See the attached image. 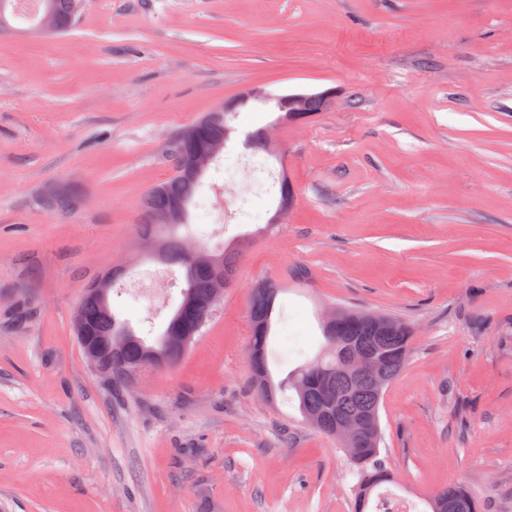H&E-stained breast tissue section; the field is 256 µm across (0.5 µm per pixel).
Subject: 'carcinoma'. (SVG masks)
<instances>
[{
	"instance_id": "obj_1",
	"label": "carcinoma",
	"mask_w": 512,
	"mask_h": 512,
	"mask_svg": "<svg viewBox=\"0 0 512 512\" xmlns=\"http://www.w3.org/2000/svg\"><path fill=\"white\" fill-rule=\"evenodd\" d=\"M60 22V32L70 31L79 16L81 0H51ZM330 101L324 100L322 94H305L303 98L288 102L289 120H302L326 111ZM230 113L222 109H213L187 130L176 134L172 147L173 174L155 184L148 191L140 220V233L144 237L158 241V256L154 260L178 265L184 270L185 287L181 302L167 322L166 328L175 332L195 329L193 336L201 334L209 318L203 317L207 305L212 281L217 276L224 277V284L230 285L235 277L238 251L226 248L218 253L217 265L196 266L185 252V237L178 234V229L188 224L183 219L179 224L152 223V216L165 209L173 200L183 203L184 209L200 206L196 196L206 172L187 175L179 166V160L197 151L208 143L216 142L226 145L234 129L229 125ZM42 204L62 213L73 207L71 197L61 192L46 195ZM269 288L268 297L254 300L251 303L250 322L255 329L250 335L249 346L259 352L256 362L251 365V376L259 372L272 377L269 367V337L273 325L276 299L281 292L274 281L266 282ZM85 320L101 335L120 336L131 334L133 340L112 351V380L122 381L121 368L129 366L143 356L148 344L133 330L122 323L110 304L100 307L88 304L84 308ZM392 327L382 328L372 319L371 315L352 311L342 317L334 331L329 332L321 326L324 337L322 352L312 360L295 367L288 376L275 383L270 382V392L266 399L276 400L277 394L294 391L298 410L304 418L316 416L319 423L315 428L328 436L336 437V418L371 411L374 417V432L367 442H357L344 451L359 477L355 494L354 512H377L370 507L371 499L381 485L391 481L392 475L380 456L381 426L379 408L384 389L376 388L369 379L363 378L352 384L341 372L340 363L342 350L349 345H360L369 353L381 360L384 374L388 380L395 379L402 371L414 342V330L410 324L397 318H390ZM457 505L463 512H484L485 505L481 498L475 496L461 484H450L444 490L434 494L427 501L426 512H448V506Z\"/></svg>"
}]
</instances>
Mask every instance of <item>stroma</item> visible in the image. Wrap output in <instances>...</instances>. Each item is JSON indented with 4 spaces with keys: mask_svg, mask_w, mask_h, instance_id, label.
Here are the masks:
<instances>
[{
    "mask_svg": "<svg viewBox=\"0 0 512 512\" xmlns=\"http://www.w3.org/2000/svg\"><path fill=\"white\" fill-rule=\"evenodd\" d=\"M253 85L336 97L233 113L191 219L212 250L251 233L235 279L179 361L109 387L74 335L84 292L125 268L114 311L164 328L183 272L144 256L143 200L173 136ZM259 128L273 147L245 151ZM258 158L293 193L271 232ZM266 281L275 355L315 354L344 306L411 323L379 410L399 493L512 512V0H85L67 34L0 30V512H350L343 451L250 384ZM296 97V96H302L303 98L291 102L288 101V110H297L300 112H284V108H281L280 110L282 113L279 115L278 118H281L282 116L288 115V120H302L311 116H314L317 114V112L326 111L330 106V101H325L322 92L320 93H313V94H285L283 97ZM297 98V97H296ZM448 505L460 506L465 512H485L481 498L461 484H449L427 501L428 510L422 512H448Z\"/></svg>",
    "mask_w": 512,
    "mask_h": 512,
    "instance_id": "stroma-1",
    "label": "stroma"
}]
</instances>
